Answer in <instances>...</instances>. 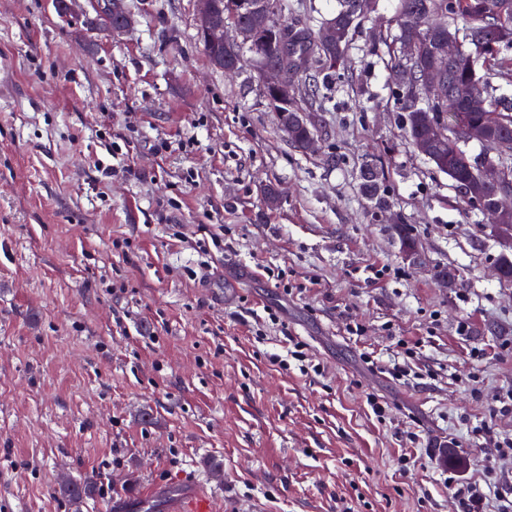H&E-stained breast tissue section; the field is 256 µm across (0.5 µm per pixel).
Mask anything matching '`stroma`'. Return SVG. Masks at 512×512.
<instances>
[{"mask_svg":"<svg viewBox=\"0 0 512 512\" xmlns=\"http://www.w3.org/2000/svg\"><path fill=\"white\" fill-rule=\"evenodd\" d=\"M124 4L137 23L115 34L90 26L92 0L67 16L0 0V512H77L64 476L99 488L78 512H166L151 485L191 482L222 512H460L463 480L496 512L512 281L492 226L405 135L382 42L397 0H377L348 74L306 83L301 103L326 106L308 153L251 53L231 75L209 63L196 0ZM366 164L384 208L360 188ZM212 233L224 249L191 275ZM292 339L322 374L271 363ZM407 346L419 376L403 383L383 368Z\"/></svg>","mask_w":512,"mask_h":512,"instance_id":"1","label":"stroma"}]
</instances>
